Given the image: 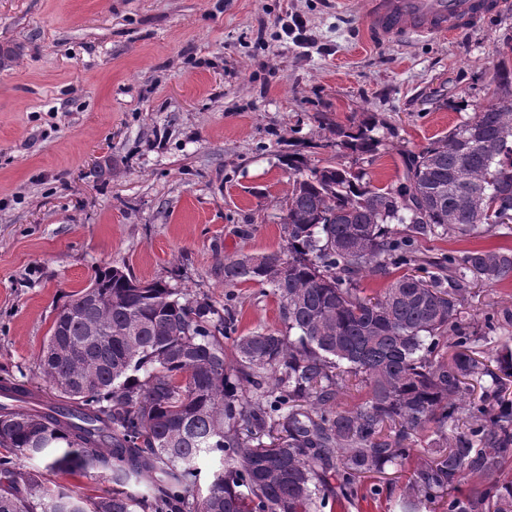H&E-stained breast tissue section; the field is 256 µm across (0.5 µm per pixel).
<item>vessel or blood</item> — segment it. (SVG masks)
<instances>
[{"instance_id":"b4317fda","label":"vessel or blood","mask_w":512,"mask_h":512,"mask_svg":"<svg viewBox=\"0 0 512 512\" xmlns=\"http://www.w3.org/2000/svg\"><path fill=\"white\" fill-rule=\"evenodd\" d=\"M512 13V0H368L367 35L381 42L403 35L436 38Z\"/></svg>"}]
</instances>
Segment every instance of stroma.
<instances>
[{
    "instance_id": "35a3bbf8",
    "label": "stroma",
    "mask_w": 512,
    "mask_h": 512,
    "mask_svg": "<svg viewBox=\"0 0 512 512\" xmlns=\"http://www.w3.org/2000/svg\"><path fill=\"white\" fill-rule=\"evenodd\" d=\"M365 0H0V376L49 390L40 355L97 267L233 303L237 332L278 329L224 261L278 250L290 153L395 184L402 154L468 119L512 66V14L459 35L366 39ZM300 18L305 40L284 31ZM376 116L373 159L330 149ZM433 255L512 248V227L427 237ZM512 312V278L477 284L466 320ZM408 469L362 479L332 512H400Z\"/></svg>"
}]
</instances>
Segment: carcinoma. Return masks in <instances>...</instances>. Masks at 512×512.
<instances>
[{
    "label": "carcinoma",
    "mask_w": 512,
    "mask_h": 512,
    "mask_svg": "<svg viewBox=\"0 0 512 512\" xmlns=\"http://www.w3.org/2000/svg\"><path fill=\"white\" fill-rule=\"evenodd\" d=\"M487 89L493 102L405 155L394 187L333 158L312 168L288 159L297 177L281 250L224 260V287L270 288L282 330L237 336L230 306L96 268L43 347L50 396L0 378V512H322L413 458L402 512L444 495L447 512H512V482L495 479L512 457V339L490 357L479 350L512 314L481 326L462 316L470 279L512 277V250L418 247L490 232L512 213V68L499 66ZM375 127L365 112L331 146L371 157ZM368 272L391 278L372 298L360 288ZM88 323L112 334L88 336ZM349 378L366 396L342 411L334 402ZM424 432L433 439L417 458ZM213 455L220 467L202 487L197 464ZM23 457L112 489L86 500L21 468ZM142 479L146 497L130 490Z\"/></svg>",
    "instance_id": "cac0c4a2"
}]
</instances>
